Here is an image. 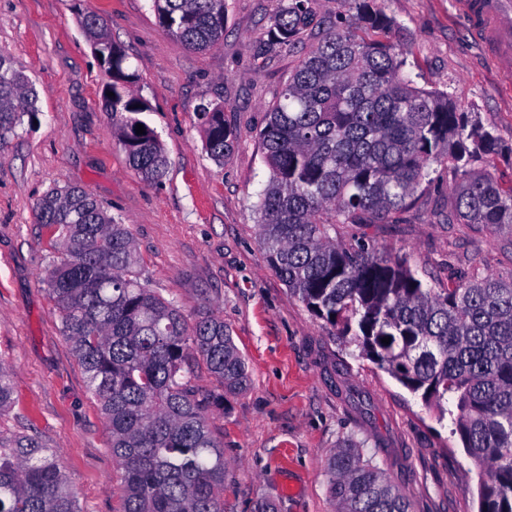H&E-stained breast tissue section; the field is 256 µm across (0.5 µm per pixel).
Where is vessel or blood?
<instances>
[{"label": "vessel or blood", "instance_id": "b4317fda", "mask_svg": "<svg viewBox=\"0 0 512 512\" xmlns=\"http://www.w3.org/2000/svg\"><path fill=\"white\" fill-rule=\"evenodd\" d=\"M474 39L487 50L493 64L512 74V0H460Z\"/></svg>", "mask_w": 512, "mask_h": 512}]
</instances>
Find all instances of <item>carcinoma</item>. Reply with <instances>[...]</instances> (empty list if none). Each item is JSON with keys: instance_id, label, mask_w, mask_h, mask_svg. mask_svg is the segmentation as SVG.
Wrapping results in <instances>:
<instances>
[{"instance_id": "cac0c4a2", "label": "carcinoma", "mask_w": 512, "mask_h": 512, "mask_svg": "<svg viewBox=\"0 0 512 512\" xmlns=\"http://www.w3.org/2000/svg\"><path fill=\"white\" fill-rule=\"evenodd\" d=\"M314 0H285L269 45L288 47L314 20ZM354 22L334 26L298 64L260 132L269 180L256 203L268 264L313 315L440 415L483 468L478 512H512V273L459 274L427 288L407 257L336 238L340 224H385L413 206L440 169L454 177L450 224H482L512 239V185L477 171L512 147L444 91L415 85L384 38L394 21L376 0H350ZM166 31L194 50L224 40L226 0H151ZM81 27L112 71L106 111L129 164L160 182L167 160L138 77L92 11ZM38 93L0 50V146L37 112ZM205 150L234 146L224 109L202 104ZM141 124L145 133L136 134ZM37 223L60 245L44 279L87 390L101 405L122 470L123 512H224L223 445L210 427L224 392L247 382L224 320L188 323L147 288L128 227L76 186L52 188ZM388 338L384 344L381 339ZM204 364L216 390L195 385ZM13 403L0 362V416ZM336 512H409L363 444L339 445L330 464ZM0 512H80L57 452L32 435L0 433Z\"/></svg>"}]
</instances>
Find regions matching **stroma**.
<instances>
[{"label": "stroma", "instance_id": "35a3bbf8", "mask_svg": "<svg viewBox=\"0 0 512 512\" xmlns=\"http://www.w3.org/2000/svg\"><path fill=\"white\" fill-rule=\"evenodd\" d=\"M224 41L189 50L160 26L148 0H0V50L27 70L38 110L0 151V361L14 404L0 432L58 449L82 512H123L122 471L98 402L66 340L42 277L54 254L35 207L51 188L78 186L126 224L152 288L188 321L223 319L248 366L244 390L224 397L211 427L224 443V512H335L329 462L347 438L364 445L410 512H477L481 468L426 406L336 327L316 318L266 261L253 205L269 171L259 133L276 92L319 42L321 23L351 21L348 0H315L319 24L295 47H262L279 0H226ZM396 23L391 43L415 84L448 92L512 145V80L471 39L454 0H378ZM101 16L135 71L168 162L144 181L118 146L103 106L110 77L80 27ZM224 108L236 140L223 163L204 150L201 102ZM453 182L441 173L424 203L390 224H342L337 237L403 254L425 285L456 268L512 273V245L479 224H450Z\"/></svg>", "mask_w": 512, "mask_h": 512}]
</instances>
